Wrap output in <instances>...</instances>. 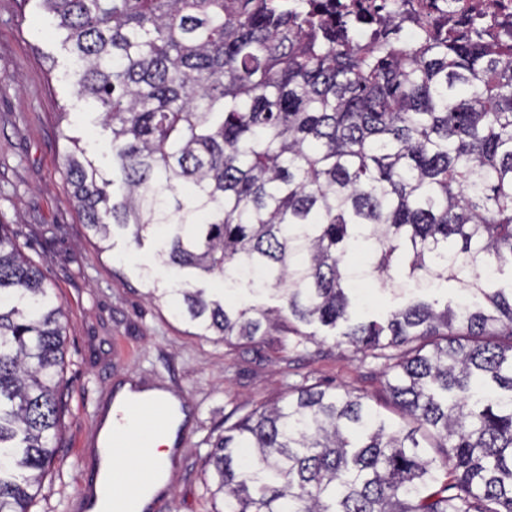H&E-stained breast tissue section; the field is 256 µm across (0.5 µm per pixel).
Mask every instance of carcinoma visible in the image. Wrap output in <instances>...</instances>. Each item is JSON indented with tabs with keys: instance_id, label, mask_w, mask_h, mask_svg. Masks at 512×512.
<instances>
[{
	"instance_id": "1",
	"label": "carcinoma",
	"mask_w": 512,
	"mask_h": 512,
	"mask_svg": "<svg viewBox=\"0 0 512 512\" xmlns=\"http://www.w3.org/2000/svg\"><path fill=\"white\" fill-rule=\"evenodd\" d=\"M112 132V178L68 151L87 228L157 258L275 291L237 310L173 290L228 346L272 328L334 331L382 359L383 400L288 387L206 440L209 512H512V25L461 18L414 41L337 28L292 0H40ZM472 285L379 319L358 283ZM62 304L0 224V512H31L54 466ZM390 406L416 423L387 422Z\"/></svg>"
}]
</instances>
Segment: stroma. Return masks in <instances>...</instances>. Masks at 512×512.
<instances>
[{
    "instance_id": "stroma-1",
    "label": "stroma",
    "mask_w": 512,
    "mask_h": 512,
    "mask_svg": "<svg viewBox=\"0 0 512 512\" xmlns=\"http://www.w3.org/2000/svg\"><path fill=\"white\" fill-rule=\"evenodd\" d=\"M76 67L39 0H0V224L8 225L64 305L66 388L55 468L42 482L33 512H72L96 462L84 446L95 402L132 376L165 386L192 408L186 443L171 472V492L158 512H208L205 440L224 431L234 406L266 402L289 386L312 385L380 394L382 362L361 359L326 329L307 350L283 347L278 332L248 347L199 337L149 289L181 279L160 266L153 238L127 233L102 249L76 207L65 155L78 141L104 173L112 171V134L98 109L77 93ZM459 301V284H407L405 291H368L377 312L408 296Z\"/></svg>"
}]
</instances>
